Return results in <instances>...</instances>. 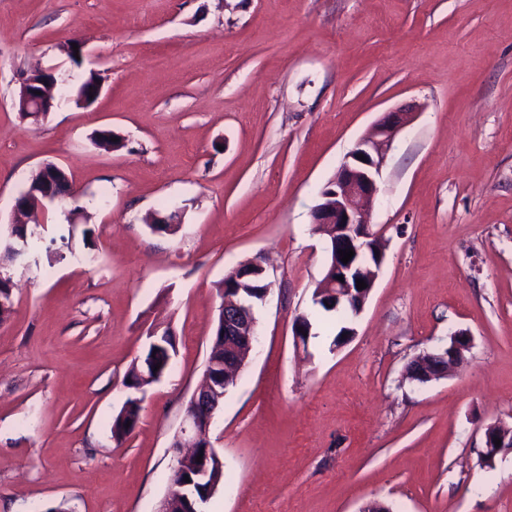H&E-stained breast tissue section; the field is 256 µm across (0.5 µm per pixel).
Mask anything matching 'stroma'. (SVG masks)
<instances>
[{
    "label": "stroma",
    "mask_w": 512,
    "mask_h": 512,
    "mask_svg": "<svg viewBox=\"0 0 512 512\" xmlns=\"http://www.w3.org/2000/svg\"><path fill=\"white\" fill-rule=\"evenodd\" d=\"M52 66L97 73L100 95L29 123L21 77ZM397 110L415 118L371 207L379 277L359 315L324 311L310 212ZM104 127L119 149L95 144ZM45 163L82 211L49 208L58 259L16 270L0 322V512H158L217 285L259 255L272 286L210 426L224 478L206 512H512V453L481 458L486 427L512 425V0H0V225ZM155 327L176 336L171 369L119 444ZM460 329L462 367L404 381ZM154 367L155 366L151 360L142 361L141 371H140V363H138L137 360L135 359L131 363V365L126 373L125 382H124L125 386L128 389H134L137 392L142 391V388L141 389L137 388V385L141 386L140 381H139V376H138L139 371H140L139 375L142 380H152V381L160 380L161 377L158 376L157 371H154ZM141 387H143V386H141ZM141 402L142 399L137 396L128 397L122 408L113 417L112 438L117 443L125 440L138 425L142 410ZM127 421H130L129 427H126Z\"/></svg>",
    "instance_id": "1"
}]
</instances>
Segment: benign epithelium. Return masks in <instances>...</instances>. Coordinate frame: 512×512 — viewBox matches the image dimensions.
<instances>
[{"label":"benign epithelium","instance_id":"obj_1","mask_svg":"<svg viewBox=\"0 0 512 512\" xmlns=\"http://www.w3.org/2000/svg\"><path fill=\"white\" fill-rule=\"evenodd\" d=\"M72 76L58 69L39 70L22 78L20 101L15 103L17 111L25 113L26 119L39 123L45 120L56 105L52 90L65 85ZM412 120V114L403 110L387 112L380 118L371 134L359 139L336 171L332 183L321 193L320 202L312 209L311 221L314 226L334 229L335 240L328 242L333 250L331 273L321 288L333 291L337 304L344 305L359 314L355 305L366 302L379 276V270L368 267V260L379 234L373 230L370 215L365 204L379 191V181L387 153L396 134ZM43 190L23 191L16 199L13 220L4 226L10 236L16 238V250L25 252V239L13 233L14 228L27 224H46L48 206L59 202L78 201L77 192L70 188L64 193L53 192L58 177L65 175L63 169L53 163H45L39 169ZM352 249L354 256L346 263L341 262L340 251ZM343 280H337V277ZM365 280L367 287L357 289V280ZM220 322L223 335L230 340L229 354L222 365L223 382L226 387L245 366L257 338V320L254 319V304L239 296L235 288L224 289L221 301ZM471 337L467 331L453 335L450 345L439 353L427 352L413 358L404 378L417 384L438 380L448 373V365L458 363L461 352L470 346ZM224 395L214 387L209 373H204L202 384L193 392L185 406L180 430L174 441L177 448L186 452L176 459L175 482L162 501L159 512H205L206 501L190 499L186 488L192 483L182 478L186 466L195 469L201 480L209 478L212 463L219 459L210 443L209 429L216 413L221 409L220 400ZM201 461H196L197 456ZM193 501L189 511L182 503Z\"/></svg>","mask_w":512,"mask_h":512}]
</instances>
